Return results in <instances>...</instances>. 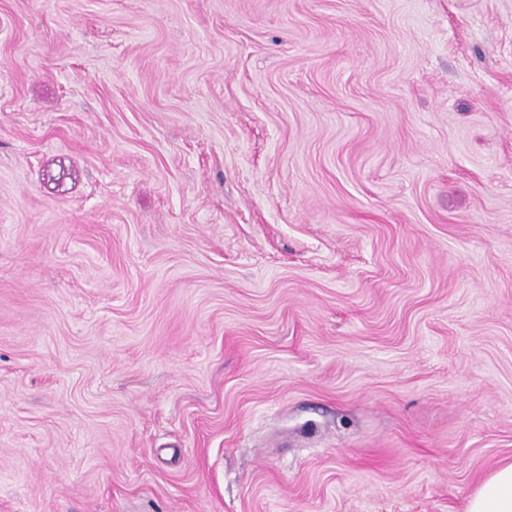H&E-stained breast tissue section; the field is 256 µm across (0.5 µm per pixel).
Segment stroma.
<instances>
[{"instance_id":"obj_1","label":"stroma","mask_w":512,"mask_h":512,"mask_svg":"<svg viewBox=\"0 0 512 512\" xmlns=\"http://www.w3.org/2000/svg\"><path fill=\"white\" fill-rule=\"evenodd\" d=\"M506 461L512 0H0V512Z\"/></svg>"}]
</instances>
